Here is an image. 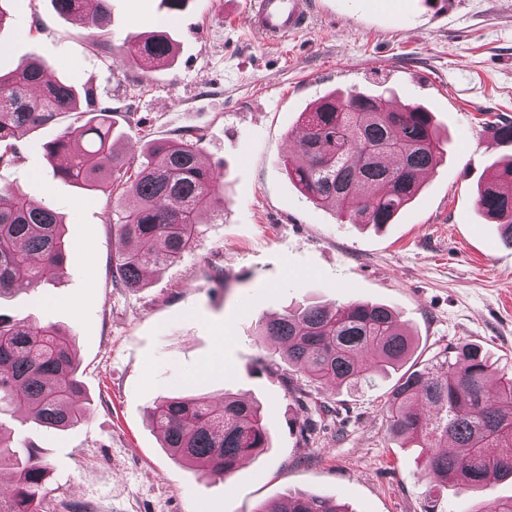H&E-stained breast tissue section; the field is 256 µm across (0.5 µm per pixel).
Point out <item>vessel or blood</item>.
Listing matches in <instances>:
<instances>
[{
	"mask_svg": "<svg viewBox=\"0 0 512 512\" xmlns=\"http://www.w3.org/2000/svg\"><path fill=\"white\" fill-rule=\"evenodd\" d=\"M310 0H248L245 19L250 30L281 42L305 29Z\"/></svg>",
	"mask_w": 512,
	"mask_h": 512,
	"instance_id": "b4317fda",
	"label": "vessel or blood"
}]
</instances>
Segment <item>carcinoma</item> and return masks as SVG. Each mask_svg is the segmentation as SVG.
Wrapping results in <instances>:
<instances>
[{"label":"carcinoma","instance_id":"cac0c4a2","mask_svg":"<svg viewBox=\"0 0 512 512\" xmlns=\"http://www.w3.org/2000/svg\"><path fill=\"white\" fill-rule=\"evenodd\" d=\"M86 13L82 0H52L60 15L79 18L93 43L109 0ZM133 55L149 66L167 65L171 39L157 30ZM47 67L25 61L0 74V145L22 138L63 112L77 109L79 96L64 81H47ZM76 127H66L45 152L59 157L55 175L88 190L107 188L129 197L114 210L120 247L112 254V287L134 290L145 273L180 260L201 225L224 217L223 174L201 163L203 136L160 140L148 149L143 167L130 172L112 143L111 109ZM299 160L288 174L303 195L332 205L352 224L382 227L405 210L420 190L418 173L438 164L441 143L432 114L415 103L393 106L383 93L350 91L322 99L302 113ZM478 210L505 227L512 245V155L493 171L477 193ZM63 224L50 206H34L12 188H0V298L34 291L47 268L65 257ZM259 335L286 346L288 362L302 365L316 381L358 388L401 364L413 339L398 316L380 304L350 302L307 305L262 320ZM66 334L52 324L0 312V411L19 413L41 426L64 431L80 425L85 413L82 382ZM431 408L425 414L418 404ZM163 447L178 461L224 478L236 465L269 447L264 409L224 395L220 406L200 397L165 396L149 412ZM389 432L423 455V476L467 497L487 487L492 475L512 478V376L497 375L483 347L461 343L436 364L402 375L387 401ZM0 426V472L15 482L0 495V512H42L49 466L36 448L19 461ZM256 512H348L335 501L290 494L286 503L265 502Z\"/></svg>","mask_w":512,"mask_h":512}]
</instances>
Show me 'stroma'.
<instances>
[{"mask_svg":"<svg viewBox=\"0 0 512 512\" xmlns=\"http://www.w3.org/2000/svg\"><path fill=\"white\" fill-rule=\"evenodd\" d=\"M312 3L307 28L272 44L247 27L244 0H189L173 25L163 0H110L113 44L156 28L176 44L171 64L149 73L129 53L92 46L51 0H22L0 26V73L35 58L50 78L91 88L133 163L153 141L195 129L204 162L224 173L223 222L127 290L111 284L115 197L58 178L43 150L84 111L8 148L0 187L55 208L68 251L38 290L0 298V311L69 333L85 389L87 418L67 431L0 415L50 467L45 512H255L291 492L350 512H472V500L422 478L416 450L389 433L398 373L358 390L314 383L256 326L296 304L377 302L414 338L405 371L476 342L512 373V246L476 206L477 186L506 154L488 143L486 123L512 120V0H404L400 13L380 0ZM385 88L433 113L443 157L412 205L376 229L306 200L286 157L318 99ZM227 393L266 408L272 446L222 479L171 456L148 413L166 395L218 404Z\"/></svg>","mask_w":512,"mask_h":512,"instance_id":"35a3bbf8","label":"stroma"}]
</instances>
